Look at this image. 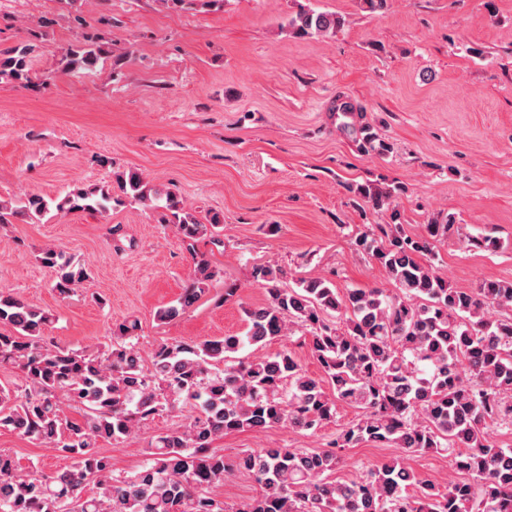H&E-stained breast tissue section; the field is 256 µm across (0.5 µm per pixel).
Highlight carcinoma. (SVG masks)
I'll return each instance as SVG.
<instances>
[{
	"label": "carcinoma",
	"instance_id": "cac0c4a2",
	"mask_svg": "<svg viewBox=\"0 0 512 512\" xmlns=\"http://www.w3.org/2000/svg\"><path fill=\"white\" fill-rule=\"evenodd\" d=\"M344 18L302 9L288 21L295 37L333 35ZM35 46L21 42L0 50V82L32 81ZM104 52L102 36L86 33L62 58V71H90ZM363 148L384 157L390 142L364 125ZM125 196L144 204L165 199L178 218L182 241L193 260L191 282L174 305L157 312L172 321L205 296L219 271L196 250L204 237L224 229V217L201 221L179 215L176 193L146 189L140 175L117 178ZM401 186L366 184L357 193L373 208H388ZM117 201L103 187L78 188L56 203L58 210L105 213ZM50 201L32 194L0 201V224L41 218ZM356 237V246L379 264L399 290L338 291L324 277L281 284L283 271L266 265L254 278L267 292L264 303L244 309L247 331L215 340L159 344L144 369L132 339L138 322L115 325L112 338L94 349L60 347L46 340L51 314L0 292V367L18 372L20 383L0 387V430L60 450L71 465L51 474L23 473L0 451V512H226L214 488L239 472L253 477L260 496L237 512H512V448L490 440L492 425L512 424V281L484 280L469 291L451 287L423 257L454 228V216L434 220L420 235L407 233L400 214ZM496 253L500 238L487 232L471 239ZM41 262L57 271L53 288L66 297L88 278L71 256L43 250ZM309 334L311 356L322 376L308 375L294 354L239 357L247 345L291 334ZM83 411L64 413V402ZM189 404L193 414L179 428L151 441L148 462L132 476L115 474L99 443L117 441L155 415ZM358 411L329 448H267L244 451L234 460L212 443L232 432H260L285 424L316 431L334 421L336 406ZM364 442L389 444L400 454L354 480L333 479L344 460L338 448ZM448 454L465 480L448 487L418 479L406 460ZM418 491L409 494L411 484ZM95 491L87 495L85 487Z\"/></svg>",
	"mask_w": 512,
	"mask_h": 512
}]
</instances>
